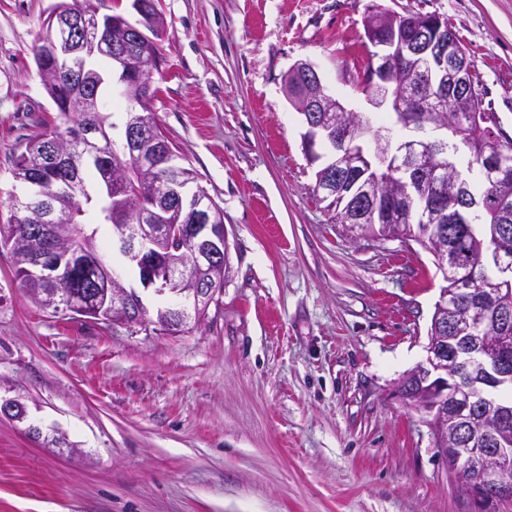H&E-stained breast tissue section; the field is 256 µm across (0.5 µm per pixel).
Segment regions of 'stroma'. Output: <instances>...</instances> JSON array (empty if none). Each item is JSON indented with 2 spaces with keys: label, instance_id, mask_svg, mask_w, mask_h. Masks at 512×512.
<instances>
[{
  "label": "stroma",
  "instance_id": "1",
  "mask_svg": "<svg viewBox=\"0 0 512 512\" xmlns=\"http://www.w3.org/2000/svg\"><path fill=\"white\" fill-rule=\"evenodd\" d=\"M57 0H0V218L57 110L33 45ZM448 23L512 135V0H158L156 119L224 211L229 271L198 326L159 333L34 305L0 248V512H471L419 413L443 284L432 254L354 236L314 191L297 59L358 112L370 5Z\"/></svg>",
  "mask_w": 512,
  "mask_h": 512
}]
</instances>
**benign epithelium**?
I'll return each instance as SVG.
<instances>
[{
	"label": "benign epithelium",
	"instance_id": "obj_1",
	"mask_svg": "<svg viewBox=\"0 0 512 512\" xmlns=\"http://www.w3.org/2000/svg\"><path fill=\"white\" fill-rule=\"evenodd\" d=\"M139 25L113 19L100 12L88 13L68 0H60L48 15L44 56L39 71L48 84L63 74L73 75L85 92L68 111L95 112L101 102L90 89L97 83L88 59L104 57L118 73L119 91L127 96L152 92V78L142 76L127 44L135 40L153 42L149 33L161 26V15L153 0H131ZM364 37L370 64L359 75L357 91L376 109L396 114L397 122L412 130L406 139L372 129L370 116L356 113L329 95L317 68L300 59L288 69L290 85L296 88L293 103L306 128L303 144L310 161L322 162L319 177L321 200L327 209L345 206L348 222L371 220L382 224L390 211L386 197L395 193L421 201L419 215L431 224H470L479 212L445 186H426L420 178L428 159L442 168H455L448 154V125L426 109L432 99L468 100L479 94L467 53L435 14H400L379 5L371 6L364 20ZM83 147L81 165H76L66 141ZM100 129L89 123L60 137L48 134L41 140V156L49 165L52 192L41 191L37 199L17 202L14 214L29 222L39 210L38 224L30 228L26 248V271L45 308L54 312L103 321L112 325L144 324L172 332L196 323L215 298L214 287L224 278L229 262L227 233L218 223L216 207L190 190L191 175L172 159L155 137L152 122L138 109L125 116L123 139L113 143V153L132 155L145 168L163 167L161 205L141 209L135 224H117L112 248L142 270V285L164 296L168 305L159 315H149L142 299L126 289L116 270L100 259L85 258L76 250L61 253L52 243L61 234L57 197L77 196L81 168H92L109 193L122 197L121 180L112 171V159L99 151ZM495 182L512 181V163L495 142L482 151ZM391 178L380 181L379 174ZM490 287L480 289L483 314L494 315L495 330L512 325V260L505 250L488 242L481 254ZM95 268L90 287L75 293L68 289L65 267L75 264ZM443 269L457 271L452 290H443L434 306L428 330L425 361L400 382L407 387L409 407L423 414L434 441L444 447L455 469L473 470L477 479L469 497L474 512H505L512 504V402L495 397L501 387L512 385V369L491 359L492 349L506 348L508 336L469 335L472 318L459 315L451 298L471 290L460 274L463 267L454 248L439 259ZM0 412L26 417V406L18 399L0 402Z\"/></svg>",
	"mask_w": 512,
	"mask_h": 512
}]
</instances>
